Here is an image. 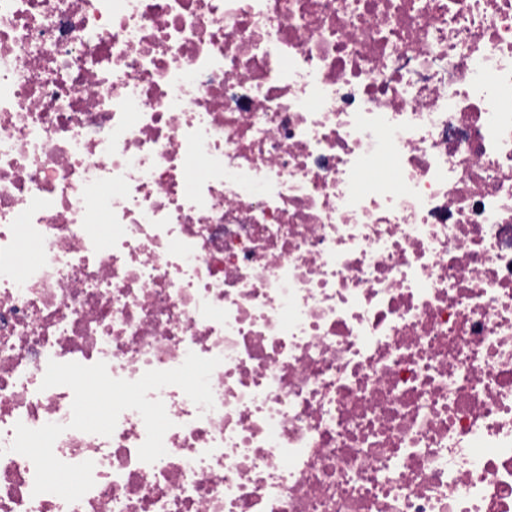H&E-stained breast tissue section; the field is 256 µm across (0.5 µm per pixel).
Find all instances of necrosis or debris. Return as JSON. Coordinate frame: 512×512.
Listing matches in <instances>:
<instances>
[{
	"label": "necrosis or debris",
	"mask_w": 512,
	"mask_h": 512,
	"mask_svg": "<svg viewBox=\"0 0 512 512\" xmlns=\"http://www.w3.org/2000/svg\"><path fill=\"white\" fill-rule=\"evenodd\" d=\"M0 512H512V0H0Z\"/></svg>",
	"instance_id": "4bbe7bcc"
}]
</instances>
